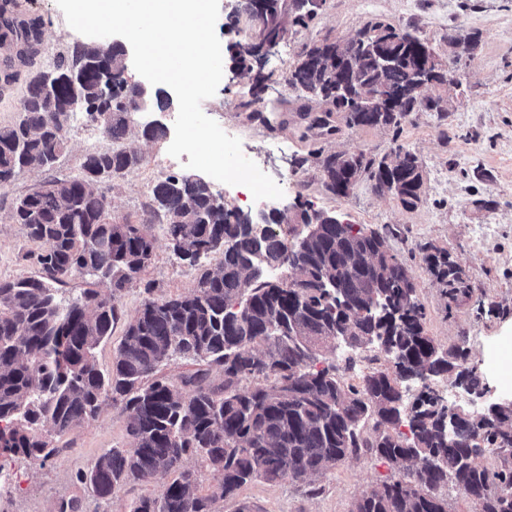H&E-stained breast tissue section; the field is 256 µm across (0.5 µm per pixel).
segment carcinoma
I'll use <instances>...</instances> for the list:
<instances>
[{
  "mask_svg": "<svg viewBox=\"0 0 512 512\" xmlns=\"http://www.w3.org/2000/svg\"><path fill=\"white\" fill-rule=\"evenodd\" d=\"M0 4V46L18 48L24 62L39 54L43 41L38 18L15 25ZM282 31L307 29L316 16L294 9L282 13ZM354 37V55L336 62V52L322 39L305 46L285 83L296 99H279L285 111L307 121L306 131L332 135L333 113L345 114L349 126L397 127L392 112L427 111L409 91L426 70L422 39L404 28L370 21ZM72 61L86 66L77 88L92 111L108 110L104 127L112 149L85 156L80 169L97 170L110 181L124 178L142 160L129 147L132 125L128 106L140 89L122 81L113 96L102 98L98 72L106 66L117 75L126 60L118 45L86 44ZM63 65L52 75L58 86L46 91L47 75L29 81L21 102L20 122L0 125V187L23 169L51 166L68 148L69 116L59 100L70 94ZM401 96L398 108L388 101ZM316 99L317 113L307 104ZM364 171L373 189L400 195L411 207L421 203V165L410 150L383 169L380 159L364 156ZM322 184L341 195L343 161L333 153L321 160ZM52 191L32 201L22 197L12 218L30 239L48 245L38 257L39 274L0 281V457L20 456L40 467L60 455L64 435L96 419L106 400L123 404L127 448H110L76 474L95 499L107 501L120 484L155 482L162 491L132 501L126 512H216L219 500H233L248 483H308L334 470L360 449L391 469L415 460L398 479L367 486L354 503L355 512H448L445 489L453 482L471 512H512V411L489 419L475 411L444 404L423 391L403 405L400 383L416 371L429 379L455 374L474 391L483 388L459 344L437 346L424 326L422 306L408 298L407 269L389 252L386 239L365 238L352 224L323 221L303 250L288 251L279 230L288 218L265 215V229L254 232L250 214L213 202L205 182L157 180L151 202L168 212V240L186 249L176 259L198 270L191 292L147 299L127 321L112 367L104 371L96 350L112 336L120 318L123 292L150 263L154 242L144 224H115L107 213L102 186L74 177L50 181ZM221 255L212 270L201 260ZM431 270L451 303L471 296L458 266L439 251L428 256ZM263 275L248 283V266ZM296 268L305 287L290 288L264 275L269 269ZM329 275L340 288L331 297L319 287ZM90 280L77 296L60 293L72 278ZM388 309L371 310L373 297ZM350 333L351 351L376 348L399 358L389 373L374 368L357 384L321 365L322 352L336 350V328ZM203 362L207 368L175 382L162 373L173 356ZM223 380L214 385L210 368ZM373 432L363 437L368 423ZM491 455L494 469L476 463ZM200 460L217 476L208 493L196 471Z\"/></svg>",
  "mask_w": 512,
  "mask_h": 512,
  "instance_id": "obj_1",
  "label": "carcinoma"
}]
</instances>
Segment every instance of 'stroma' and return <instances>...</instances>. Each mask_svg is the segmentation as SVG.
I'll use <instances>...</instances> for the list:
<instances>
[{"label": "stroma", "instance_id": "1", "mask_svg": "<svg viewBox=\"0 0 512 512\" xmlns=\"http://www.w3.org/2000/svg\"><path fill=\"white\" fill-rule=\"evenodd\" d=\"M25 2L29 15L43 22V49L34 64L19 65L16 83L0 91V125L18 120L31 78L56 63L70 62L76 46L86 41L69 27L56 0ZM375 19L410 28L443 50L448 47L449 29L479 33L477 53L456 67L460 89L449 112L442 116L414 112L396 128H351L338 113L333 117L335 135L308 137L296 116H289L284 124L264 123L239 111L238 103L248 97L250 77L228 71L215 95L203 101L202 110L257 155L270 177L302 181L301 192L285 193L274 200V207L308 203L383 235L414 280L428 334L444 347L463 345L470 363L476 365L487 341L512 337V0H327L315 24L289 35L271 66L276 74H284L306 43L348 37ZM68 137V148L53 169L25 172L0 188V280L36 272V257L46 249L13 223L19 198L40 182L78 174L87 154L112 147L102 127L83 112L71 116ZM135 144L142 162L119 180L107 204L113 219L147 223L154 238L152 263L124 291L120 302L129 316L145 297L188 293L197 277L195 269L172 256L161 218L151 215L148 207L152 184L168 175L186 174L184 162L168 154L167 139L139 137ZM399 147L413 151L422 165V201L413 209L376 194L366 178L350 196H334L324 190L317 163L310 158L317 151L382 156ZM296 157L307 158L304 170H292L290 162ZM438 250L463 269L472 291L470 300L449 304L425 261ZM128 443L121 403H106L96 420L61 439L64 451L55 462L41 468L22 458L5 459L14 480L0 489V512H57L64 499L77 500L79 512H124L133 498L158 494L156 483L119 485L109 501L99 502L76 481V472L98 455ZM389 475L387 466L363 452L307 484L250 483L237 499L218 501L215 508L236 512L239 504L247 503L259 512H351L364 488Z\"/></svg>", "mask_w": 512, "mask_h": 512}]
</instances>
